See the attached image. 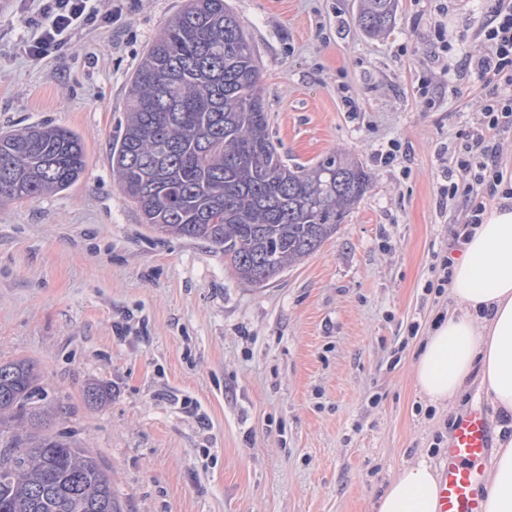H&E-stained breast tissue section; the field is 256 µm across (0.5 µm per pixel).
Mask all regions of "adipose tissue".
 <instances>
[{"label":"adipose tissue","instance_id":"obj_1","mask_svg":"<svg viewBox=\"0 0 512 512\" xmlns=\"http://www.w3.org/2000/svg\"><path fill=\"white\" fill-rule=\"evenodd\" d=\"M455 300L427 337L413 365L421 392L435 405L459 396L480 371L496 408L512 412V199L487 210L469 228L448 285ZM377 512H439L437 475L425 462L404 466ZM484 512H512V440L489 463Z\"/></svg>","mask_w":512,"mask_h":512}]
</instances>
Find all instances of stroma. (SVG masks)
<instances>
[{"label":"stroma","instance_id":"35a3bbf8","mask_svg":"<svg viewBox=\"0 0 512 512\" xmlns=\"http://www.w3.org/2000/svg\"><path fill=\"white\" fill-rule=\"evenodd\" d=\"M225 3L281 154L346 153L371 175L362 200L275 281L240 283L208 244L143 224L112 174L130 77L185 0H99L111 23L41 60L38 0H0V131L66 128L87 154L69 188L0 206V360L36 364L50 432L98 456L127 512H374L470 411L512 434L479 373L438 407L412 374L448 307L434 267L467 203L441 188L491 92L475 61L497 0H399L379 38L360 0Z\"/></svg>","mask_w":512,"mask_h":512}]
</instances>
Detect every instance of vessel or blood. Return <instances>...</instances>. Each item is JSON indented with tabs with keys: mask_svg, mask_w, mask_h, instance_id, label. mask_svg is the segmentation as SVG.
I'll return each mask as SVG.
<instances>
[{
	"mask_svg": "<svg viewBox=\"0 0 512 512\" xmlns=\"http://www.w3.org/2000/svg\"><path fill=\"white\" fill-rule=\"evenodd\" d=\"M491 436L492 422L481 412L470 413L456 424L439 467L440 512H484L478 489Z\"/></svg>",
	"mask_w": 512,
	"mask_h": 512,
	"instance_id": "obj_1",
	"label": "vessel or blood"
}]
</instances>
